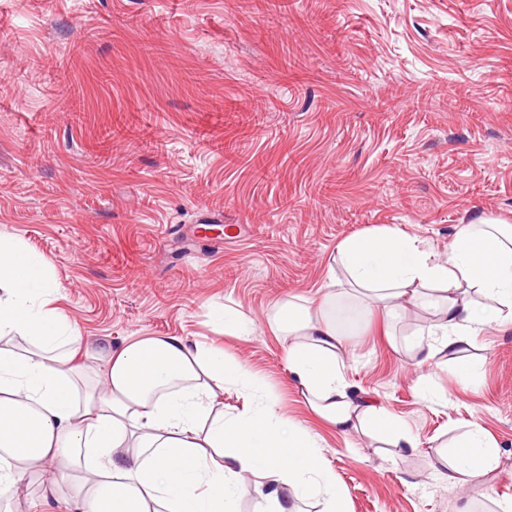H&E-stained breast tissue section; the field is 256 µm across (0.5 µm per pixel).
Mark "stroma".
Instances as JSON below:
<instances>
[{
	"instance_id": "obj_1",
	"label": "stroma",
	"mask_w": 512,
	"mask_h": 512,
	"mask_svg": "<svg viewBox=\"0 0 512 512\" xmlns=\"http://www.w3.org/2000/svg\"><path fill=\"white\" fill-rule=\"evenodd\" d=\"M482 217L512 223V0H0V237L43 255L90 349L181 336L264 378L267 396L228 381L215 400L310 430L346 512H458L432 463L474 423L498 464L473 512L512 499V328L467 348L469 384L416 365L428 312L361 322L348 391L402 422L403 451L311 412L278 311L320 299L351 235L397 229L443 260ZM218 305L253 333L216 326ZM11 507L68 512L29 473Z\"/></svg>"
}]
</instances>
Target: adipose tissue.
Segmentation results:
<instances>
[{
    "label": "adipose tissue",
    "mask_w": 512,
    "mask_h": 512,
    "mask_svg": "<svg viewBox=\"0 0 512 512\" xmlns=\"http://www.w3.org/2000/svg\"><path fill=\"white\" fill-rule=\"evenodd\" d=\"M345 280L329 278L318 303L289 307L278 321L288 339L289 372L312 412L346 434H382L392 445L418 443L381 406L351 398L341 368L351 311L398 318L432 310L425 359L455 355L487 327L512 324V225H459L446 260L398 230L355 234L337 246ZM56 283L39 253L0 241V487L19 472L44 473L56 491L72 472L83 478L73 512H233L234 491L252 477L257 512H344L343 494L300 425L272 409L225 419L214 392L235 379L262 389L261 378L222 352L177 336H150L85 360L83 340L54 307ZM17 334L24 347L5 341ZM498 451L480 427L467 431L432 468L467 489L492 471Z\"/></svg>",
    "instance_id": "obj_1"
}]
</instances>
